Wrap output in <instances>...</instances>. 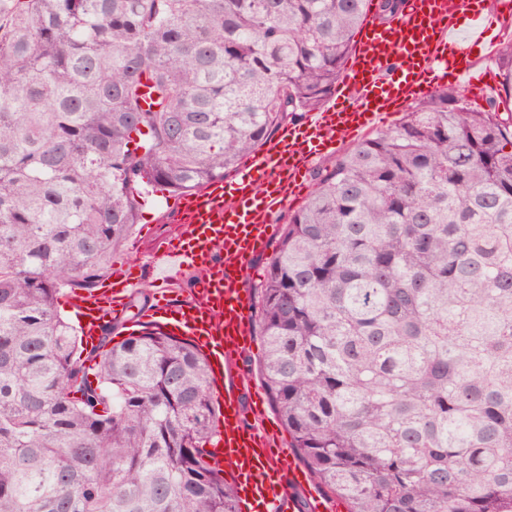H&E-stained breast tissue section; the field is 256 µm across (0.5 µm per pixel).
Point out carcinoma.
I'll use <instances>...</instances> for the list:
<instances>
[{"mask_svg": "<svg viewBox=\"0 0 512 512\" xmlns=\"http://www.w3.org/2000/svg\"><path fill=\"white\" fill-rule=\"evenodd\" d=\"M403 2L0 0V512H241L209 363L147 290L93 346L56 302L112 274L142 189L234 170ZM499 70L314 169L259 285L263 384L348 512H512V40Z\"/></svg>", "mask_w": 512, "mask_h": 512, "instance_id": "cac0c4a2", "label": "carcinoma"}]
</instances>
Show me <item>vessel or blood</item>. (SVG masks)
Wrapping results in <instances>:
<instances>
[{
	"label": "vessel or blood",
	"instance_id": "b4317fda",
	"mask_svg": "<svg viewBox=\"0 0 512 512\" xmlns=\"http://www.w3.org/2000/svg\"><path fill=\"white\" fill-rule=\"evenodd\" d=\"M474 2L405 0L403 10L386 23L368 12L327 106L270 140L239 168L233 203H225L224 182L216 179L183 195L173 209L178 232L160 244L151 266L161 302L146 320L152 323L159 313H174L167 329L205 353L213 387L224 402V428L212 444V461L228 468L242 487L246 512H327L329 499L295 460L273 464L277 435L242 417L244 380L238 359L249 345L252 307L242 286L244 273L271 239L273 214L299 199L319 155L448 81L475 89L469 68L448 71L449 52L466 58L486 44L487 17ZM463 13L470 21L465 31L458 24ZM192 269L204 273L198 299L173 303ZM70 305L90 343L105 322L125 315L123 299L99 288L73 293Z\"/></svg>",
	"mask_w": 512,
	"mask_h": 512
}]
</instances>
